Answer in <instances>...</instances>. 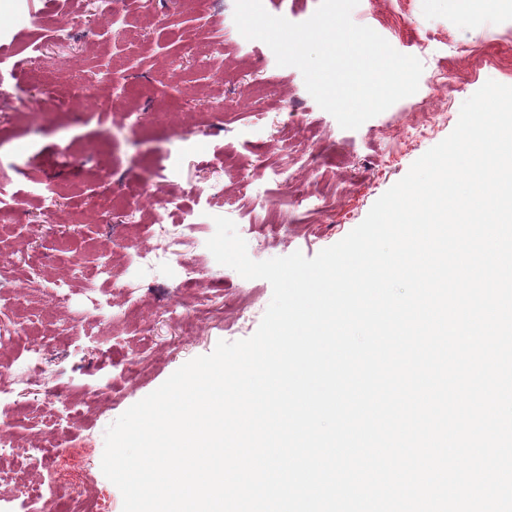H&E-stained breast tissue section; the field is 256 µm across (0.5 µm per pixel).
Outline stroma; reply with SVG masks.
I'll list each match as a JSON object with an SVG mask.
<instances>
[{
  "mask_svg": "<svg viewBox=\"0 0 512 512\" xmlns=\"http://www.w3.org/2000/svg\"><path fill=\"white\" fill-rule=\"evenodd\" d=\"M0 0V193L20 219L0 227V389L10 392L0 503L10 512H122L101 470L104 433L130 406L218 341L251 337L272 298L206 247L232 219L251 259L316 256L357 227L412 164L455 128L487 80L512 85V0H359L351 18L423 64L417 92L346 130L242 39L234 0ZM63 95L64 110L48 99ZM287 167L290 182L262 179ZM180 197L194 224L183 252L198 281L162 261L135 279L132 256L163 239ZM109 242L115 274L89 279ZM66 286L58 297L57 286ZM247 304L248 319L238 308ZM40 345V382L27 365ZM60 457L47 472L39 449ZM80 483L79 501L67 498Z\"/></svg>",
  "mask_w": 512,
  "mask_h": 512,
  "instance_id": "obj_1",
  "label": "stroma"
}]
</instances>
